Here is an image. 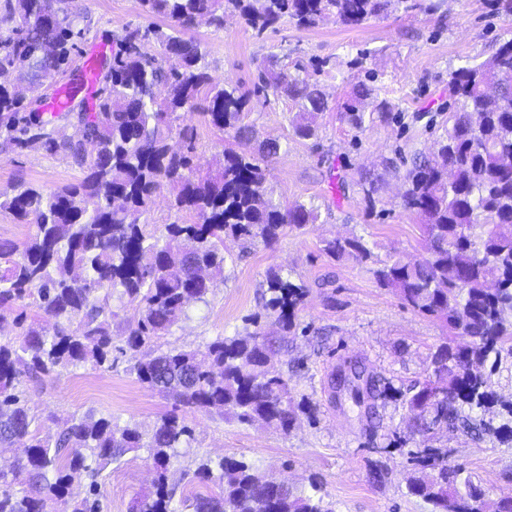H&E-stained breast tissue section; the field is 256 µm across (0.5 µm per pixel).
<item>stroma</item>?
<instances>
[{"label": "stroma", "instance_id": "stroma-1", "mask_svg": "<svg viewBox=\"0 0 512 512\" xmlns=\"http://www.w3.org/2000/svg\"><path fill=\"white\" fill-rule=\"evenodd\" d=\"M72 6L90 25L75 56L79 66L94 47L113 48L124 27L149 22L140 0H72ZM194 35L207 50L212 82L250 92L243 121L255 127L257 140L282 143L280 153L262 164L268 193L287 206L314 207L317 219L270 247L226 240L223 276L215 279L206 302L188 305L186 316L159 345L201 349L216 337L242 330L246 316L266 314L267 271L291 270L308 295L277 365L301 410L286 432L196 412L139 382L123 357L109 371L78 367L25 383L37 434L56 440L67 419L90 411L136 424L144 432L162 416L177 414L192 430L169 478L179 512H193V493L205 489L202 483L181 481V473H194L203 460L225 457L245 461L300 491L319 485L334 512H430L428 503L408 492L413 468L406 455L387 446L393 432L408 433L406 408L391 400L377 401L372 410L358 407L350 395L334 397L331 379L338 368L357 363L395 387L408 388L423 379L442 330L379 288L368 265L351 257L331 260L321 247L326 239L361 236L378 260L394 253L410 259L420 255L419 223L401 205L404 159L427 150L447 119L449 72L484 59L499 42L512 38V21L492 13L486 0H442L432 15L396 12L353 28L331 20L305 28L285 17L259 33L231 12L223 29L202 25ZM360 53L365 59L359 64L355 58ZM317 61L324 64L316 79L329 109L318 118V137L303 140L289 124L298 110L293 100L282 94L267 102L252 90L261 70L291 71ZM371 71L378 76L377 94L389 102L394 117L371 119L359 132L344 120L342 105L353 85ZM186 135L192 136L195 161L202 166L221 157L230 140L197 109L182 113L174 124V141ZM81 177L68 159L37 145L0 151V191L20 180L50 190ZM340 177L348 185L343 195L335 188ZM367 177L376 187L370 200L361 189ZM442 443L449 463L471 474L486 499L512 495V448L490 433L478 437L450 431ZM154 478L145 448L106 465L97 479L102 512H130L135 497Z\"/></svg>", "mask_w": 512, "mask_h": 512}]
</instances>
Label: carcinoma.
I'll use <instances>...</instances> for the list:
<instances>
[{
	"mask_svg": "<svg viewBox=\"0 0 512 512\" xmlns=\"http://www.w3.org/2000/svg\"><path fill=\"white\" fill-rule=\"evenodd\" d=\"M161 23L128 26L112 59L94 63L91 80L78 74L66 84L67 106L54 115L30 108L16 87L0 81V144L22 151L33 141L49 154L80 168L82 178L46 191L29 182L0 191V211L34 233L18 247L0 241V324L9 320L20 342H0V446L25 441L12 470L0 471V512H47L60 502L65 512H100V489L74 497V475L149 449L156 477L135 499L133 512H173L167 490L176 449L189 443L191 428L176 415L161 418L147 433L108 415L87 413L65 422L55 443L31 430L33 417L19 385L27 378L89 365L109 370L113 350L145 351L130 372L179 404L207 414L230 415L242 424L262 422L284 431L296 419L288 379L272 364L276 353L259 318L253 330L218 336L202 350H162L156 341L185 315V297L204 302L224 272V240L243 246L276 243L288 231L317 219L314 208L283 206L265 187L260 161L281 150L277 139L250 151L253 126L242 123L249 93L236 85H214L206 54L191 31L204 24L224 28L233 9L261 33L283 17L311 27L325 18L358 27L379 15L401 11L433 14L436 0H140ZM88 32L84 17L67 0H4L0 13V71L29 75L39 89L56 93L74 53ZM159 46L163 56L152 52ZM455 110L448 128L426 154H415L404 175L403 208L423 229L424 255L393 258L371 269L378 287L402 304L439 319L450 336L431 354L424 381L399 393L414 418L408 451L418 475L408 492L431 512H509V498L485 495L460 466L448 465V450L435 445L442 427L491 431L512 446L509 415L492 427L476 415L499 403L491 375L472 365L512 354V38L481 61L449 74ZM255 92L285 94L298 104L293 134L318 136L317 119L329 110L320 84L287 71L264 70ZM376 88L360 83L343 105L344 119L365 128L362 101ZM203 104L218 131H234L237 146L204 171L194 162L192 142L175 153L169 146L180 113ZM82 127L83 139L66 135L59 119ZM169 188L171 205L192 215L191 224H168L160 238L146 235L140 218L157 193ZM332 260L370 259L363 237L323 241ZM266 317L284 335L295 333L296 312L307 288L283 268L266 275ZM37 296L39 309L54 320L49 334L28 321L18 303ZM137 304L138 319L114 346L112 298ZM196 475L215 489L194 493L195 512H333L313 493L277 488L250 465L223 458L201 463ZM21 489H16V486Z\"/></svg>",
	"mask_w": 512,
	"mask_h": 512,
	"instance_id": "1",
	"label": "carcinoma"
}]
</instances>
